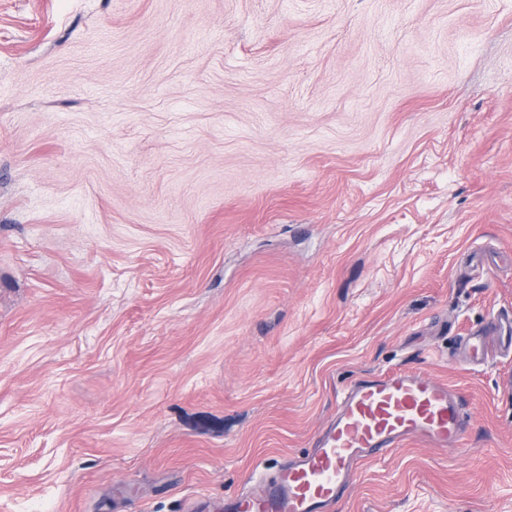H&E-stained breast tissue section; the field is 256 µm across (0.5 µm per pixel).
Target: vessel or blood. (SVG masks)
<instances>
[{"mask_svg": "<svg viewBox=\"0 0 512 512\" xmlns=\"http://www.w3.org/2000/svg\"><path fill=\"white\" fill-rule=\"evenodd\" d=\"M469 422L467 398L447 383L405 371L361 380L315 448L281 466L260 491L225 501V512H331L358 464L412 439L454 446Z\"/></svg>", "mask_w": 512, "mask_h": 512, "instance_id": "1", "label": "vessel or blood"}]
</instances>
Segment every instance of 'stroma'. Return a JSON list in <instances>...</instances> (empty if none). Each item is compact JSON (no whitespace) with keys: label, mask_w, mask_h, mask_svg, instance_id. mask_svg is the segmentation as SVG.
I'll list each match as a JSON object with an SVG mask.
<instances>
[{"label":"stroma","mask_w":512,"mask_h":512,"mask_svg":"<svg viewBox=\"0 0 512 512\" xmlns=\"http://www.w3.org/2000/svg\"><path fill=\"white\" fill-rule=\"evenodd\" d=\"M512 0H0V512H224L361 379L472 403L333 512H512Z\"/></svg>","instance_id":"35a3bbf8"}]
</instances>
